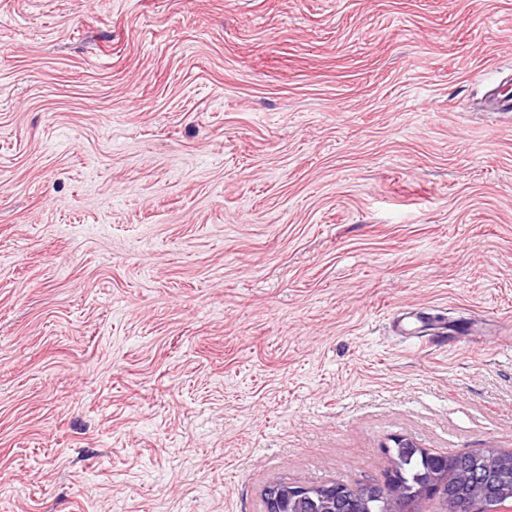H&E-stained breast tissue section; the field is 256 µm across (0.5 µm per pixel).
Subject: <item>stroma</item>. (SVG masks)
I'll return each instance as SVG.
<instances>
[{"instance_id":"1","label":"stroma","mask_w":512,"mask_h":512,"mask_svg":"<svg viewBox=\"0 0 512 512\" xmlns=\"http://www.w3.org/2000/svg\"><path fill=\"white\" fill-rule=\"evenodd\" d=\"M494 89L512 0H0V512L512 451Z\"/></svg>"}]
</instances>
